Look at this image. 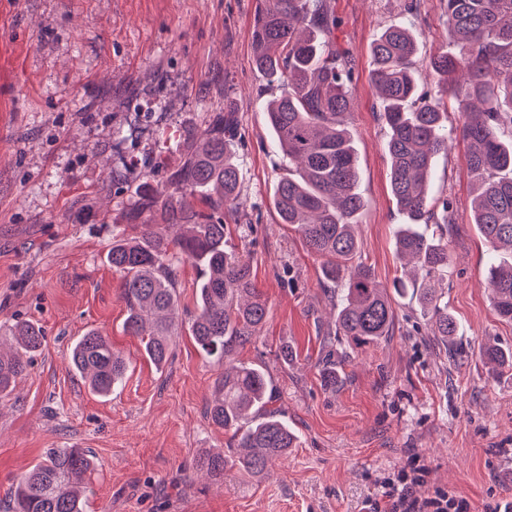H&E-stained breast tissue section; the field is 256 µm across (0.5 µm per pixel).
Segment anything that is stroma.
<instances>
[{
    "label": "stroma",
    "instance_id": "1",
    "mask_svg": "<svg viewBox=\"0 0 512 512\" xmlns=\"http://www.w3.org/2000/svg\"><path fill=\"white\" fill-rule=\"evenodd\" d=\"M339 44L354 60L347 128L357 157L361 250L378 281L401 274L396 233L404 218L390 188L387 130L378 119L370 47L389 25L417 35L418 64L455 52L443 0H327ZM256 0H0V324L41 327L45 341L12 394L0 400V512L10 485L46 448L92 451L86 512H361L381 483L420 455L429 474L417 496L443 489L473 512L512 506V377L492 379L487 343L512 349V322L488 300L493 252L470 220L468 144L454 137L436 157L432 200H451L448 311L452 345L433 339L410 297L393 304L396 329L356 349L343 382L326 390L317 364L331 348L333 312L322 258L281 223L273 203L288 165L254 69ZM233 111V149L244 205L228 218L269 306L257 344L235 361L267 374L278 410L298 437L266 477L227 471L217 485L193 473L206 448H227L207 401L218 370L192 336L173 340L156 369L123 329L122 275L107 253L112 227L139 234L141 201L173 192L169 175L187 142L216 112ZM108 336L128 361L122 389L92 395L68 368L87 331ZM296 357L283 364L280 344Z\"/></svg>",
    "mask_w": 512,
    "mask_h": 512
}]
</instances>
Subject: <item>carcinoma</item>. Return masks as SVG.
I'll use <instances>...</instances> for the list:
<instances>
[{"label":"carcinoma","instance_id":"cac0c4a2","mask_svg":"<svg viewBox=\"0 0 512 512\" xmlns=\"http://www.w3.org/2000/svg\"><path fill=\"white\" fill-rule=\"evenodd\" d=\"M444 4L448 37L460 52L426 62L433 91L419 90L411 27L386 28L370 48L378 118L388 129L391 192L407 218L396 236L407 279H395L391 292L363 259L355 233L364 202L346 127L354 67L337 42L340 21L326 0H261L254 16L253 65L276 89L265 112L280 152L296 166V173L279 182L275 208L281 223L294 226L308 249L324 259L323 277L337 288L332 302L338 342L365 346L393 335L394 292L416 299L435 338L446 344L457 335L458 324L437 287L448 276V225L455 223V213L446 199L432 203L427 190L435 157L448 149L449 97L456 100L459 131L469 142L473 223L494 249L506 250L488 267L490 303L512 322V140L503 139L506 132L512 135V0ZM237 132L234 113H215L172 176L175 189L199 197L205 209L160 191L145 195L143 209L180 233L168 238L145 224L137 238L113 235L108 254L122 273L126 332L140 338L154 365L160 369L169 361L173 338L186 326L204 357L221 369L207 412L216 426L232 432L230 448L226 454H202L192 466L216 484L233 467L262 476L296 447L288 422L268 409L271 389L264 372L231 362L238 347L257 341L269 313L249 263L225 239L224 215H235L241 205L231 152ZM182 259L199 271L196 310L187 320L176 286L175 263ZM43 341V331L31 322L0 326V399L13 391ZM483 356L496 375L512 371V350L489 344ZM69 366L101 396L118 390L126 373L123 356L96 331L74 342ZM319 371L324 387L336 388V361ZM93 466L84 448L47 449L8 492L12 512H84V484Z\"/></svg>","mask_w":512,"mask_h":512}]
</instances>
